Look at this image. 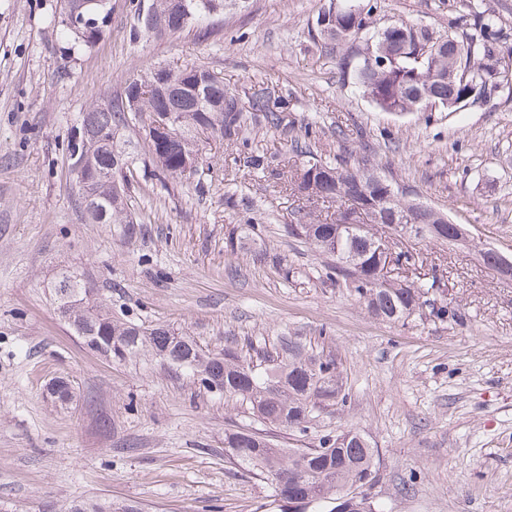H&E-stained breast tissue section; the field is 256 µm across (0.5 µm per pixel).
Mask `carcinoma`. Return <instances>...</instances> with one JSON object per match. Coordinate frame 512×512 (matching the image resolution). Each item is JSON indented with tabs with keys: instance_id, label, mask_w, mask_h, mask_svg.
Returning a JSON list of instances; mask_svg holds the SVG:
<instances>
[{
	"instance_id": "cac0c4a2",
	"label": "carcinoma",
	"mask_w": 512,
	"mask_h": 512,
	"mask_svg": "<svg viewBox=\"0 0 512 512\" xmlns=\"http://www.w3.org/2000/svg\"><path fill=\"white\" fill-rule=\"evenodd\" d=\"M187 2L193 3L189 19L174 0H148V8L137 10L133 38L181 34L210 14L207 3L211 0ZM79 7L98 16L99 25L73 29L65 13ZM332 9L333 0H328L316 22L326 15L329 22L317 26V32L325 41L345 47L339 60L341 72L383 112H427L436 104L439 111L452 114L512 95L509 33L485 0H459L464 23L458 31L450 28L441 34L421 23L401 21L377 31L362 46L355 44L361 24ZM109 20L110 15L94 0H61L58 26L68 40L89 48L107 31ZM156 72L164 76L166 88L153 86L139 94L137 115L149 127L168 118V132L148 142L152 162L165 177H187L184 159L198 151L201 135L248 149L239 134L258 112L272 127L288 134L279 99H271L264 91L252 93L247 107L239 102L237 90L224 84V77L205 67H160ZM126 123L124 102L93 104L82 113L79 137L69 145L77 147L83 162L76 184L89 219L95 224H121L123 234L131 237L137 229L126 214V171L134 158L118 140L119 128ZM299 155L302 161L290 187L302 195L307 212L298 223L288 225V234L326 256L322 277L344 283L371 315L399 322L420 314L437 278L405 285L381 279L371 241L377 225L398 237L399 225L423 226L433 222L432 214L410 200V192L377 172L365 155L345 150L326 161L308 146ZM325 202L337 204L332 223L313 219V209ZM344 253L360 256L359 263L341 266L339 256ZM57 310L92 350L117 360L148 351L188 369L199 386L238 403L254 420L285 431L303 436L317 414L347 402L337 356L314 353L297 336L277 337L273 352L249 341L247 355L233 342L220 353H206L189 336L166 329L147 334L81 298L60 300ZM224 454L270 481L276 512H290L296 498L307 501L308 512H336L337 495L374 483L380 463L379 450L357 430L324 435L316 448H277L257 428L228 430ZM69 512H142V508L88 499L72 502Z\"/></svg>"
}]
</instances>
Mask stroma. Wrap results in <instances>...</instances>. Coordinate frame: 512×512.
<instances>
[{
	"mask_svg": "<svg viewBox=\"0 0 512 512\" xmlns=\"http://www.w3.org/2000/svg\"><path fill=\"white\" fill-rule=\"evenodd\" d=\"M326 0H224L192 32L130 41L132 0H111L93 47L58 35L60 0H0V506L56 512L81 498L145 512H267V480L229 462L224 432L250 417L184 371L145 352L108 361L57 313L54 281L81 273L113 318L187 335L206 351L227 341L299 336L336 354L349 394L281 447L316 446L355 428L380 452L371 494L384 512H512V282L482 253L512 257V96L456 114L377 109L316 32ZM368 21L447 32L458 0H381ZM203 66L239 92L277 96L312 149L371 153L379 171L465 225L469 242H420L436 274L426 314L372 317L323 281L325 258L290 237L304 201L285 176L199 142L203 179L158 180L142 121L120 138L139 157L128 206L140 227L93 224L78 197L67 142L93 103L160 67ZM67 380L70 403L52 400Z\"/></svg>",
	"mask_w": 512,
	"mask_h": 512,
	"instance_id": "1",
	"label": "stroma"
}]
</instances>
